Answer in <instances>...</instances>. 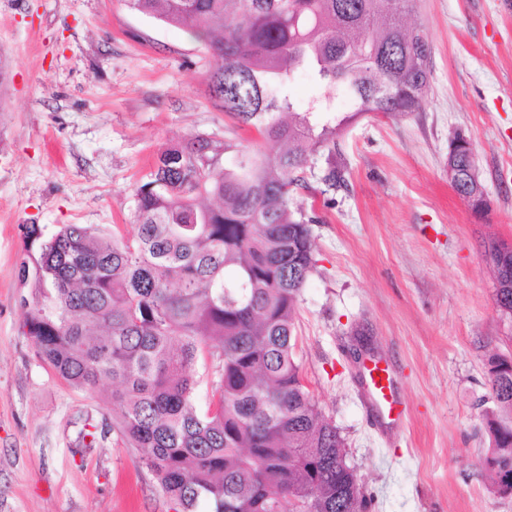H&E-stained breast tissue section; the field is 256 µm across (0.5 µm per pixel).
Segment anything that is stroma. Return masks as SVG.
Masks as SVG:
<instances>
[{
	"mask_svg": "<svg viewBox=\"0 0 512 512\" xmlns=\"http://www.w3.org/2000/svg\"><path fill=\"white\" fill-rule=\"evenodd\" d=\"M431 75L421 111L345 119L346 187L306 171L296 202L315 217L316 268L297 304L296 356L338 428L369 512H512L489 490L486 363L512 356L484 255L512 244V0H416ZM215 60L183 28L124 0H0V512H175L109 425L110 386L59 378L20 327L38 297L20 281L23 231L64 224L127 235L135 188L157 154L196 134L252 146L259 135L213 104ZM470 138L488 207L448 180L453 133ZM388 364L400 418L368 399L357 333Z\"/></svg>",
	"mask_w": 512,
	"mask_h": 512,
	"instance_id": "1",
	"label": "stroma"
}]
</instances>
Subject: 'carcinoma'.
I'll list each match as a JSON object with an SVG mask.
<instances>
[{
	"label": "carcinoma",
	"instance_id": "obj_1",
	"mask_svg": "<svg viewBox=\"0 0 512 512\" xmlns=\"http://www.w3.org/2000/svg\"><path fill=\"white\" fill-rule=\"evenodd\" d=\"M205 41L220 64L214 105L254 126L243 149L206 135L167 147L136 188L128 237L64 224L37 243L41 300L22 329L76 388L108 381L118 433L143 451L179 512H368L336 425L296 357L298 298L316 266L311 224L294 205L309 163L346 185L336 162L344 121L321 123L343 91L356 116L420 110L430 51L408 17L415 0H125ZM306 73L322 100L295 109ZM233 157L231 165L223 157ZM452 188L470 200L476 159L453 137ZM498 311L512 317V247L491 256ZM209 362L208 402L196 397ZM483 415L492 489L512 495V358L487 361Z\"/></svg>",
	"mask_w": 512,
	"mask_h": 512
}]
</instances>
